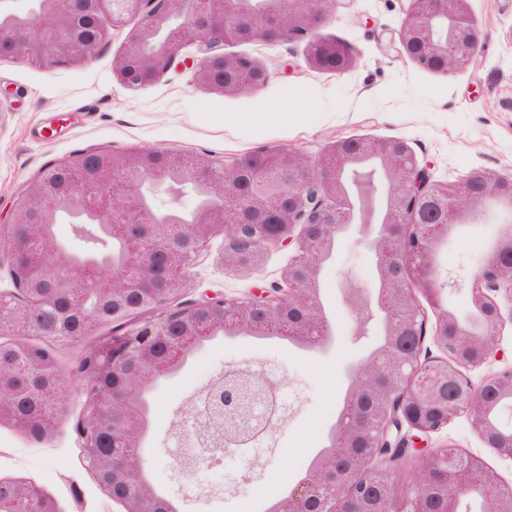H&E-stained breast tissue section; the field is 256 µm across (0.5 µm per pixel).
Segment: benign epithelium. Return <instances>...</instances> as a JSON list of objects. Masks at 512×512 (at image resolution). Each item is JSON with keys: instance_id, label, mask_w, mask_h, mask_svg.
<instances>
[{"instance_id": "1", "label": "benign epithelium", "mask_w": 512, "mask_h": 512, "mask_svg": "<svg viewBox=\"0 0 512 512\" xmlns=\"http://www.w3.org/2000/svg\"><path fill=\"white\" fill-rule=\"evenodd\" d=\"M15 25L0 14V60L74 65L95 58L111 30L132 16L114 66L128 89L151 84L180 62L185 47L202 84L219 92L264 86L268 73L254 59L228 56L232 43L309 41V63L322 67L335 41L310 40L325 24L336 0H275L254 9L244 0H38ZM399 28L402 52L419 67L446 74L468 68L478 55L482 27L467 0H403ZM220 72L231 75L224 81ZM149 149L123 153L89 150L51 167L24 189L0 217V269L12 288L0 290V413L29 439L41 442L63 412V382L50 350L31 339L73 342L87 325L136 326L114 334L93 351L89 398L76 419L83 462L123 512H173L171 499L157 494L141 460L129 459L148 432L141 410L144 394L163 376L178 371L192 353L219 332L263 334L309 348H323L334 335L320 297L319 277L336 239L354 220L349 177L362 158L382 168L385 211L376 233L366 223L360 242L374 255L376 297L345 277V299L359 324L383 313V344L353 367L349 387L327 448L306 476L271 512H424L433 482L457 500L476 497L484 512H512V484L494 474L475 454L451 444L421 446L464 415L485 447L512 462V426L499 414L512 407V366L474 383L464 370L497 360L500 336L512 324V225L500 226L484 263L464 280L434 262L453 226L487 217L483 202L497 197L512 210V181L474 173L448 186L419 165L400 139L338 140L315 157L264 147L244 156L213 161ZM251 177L258 190L245 189ZM205 190L213 199L204 219L181 224L174 211L182 196L173 185ZM91 218L105 243L123 249L90 247L81 254L60 247L53 228L58 211ZM224 234V264L253 266L263 248L278 244L294 255L282 272L284 288H261L248 296L209 297L171 305L189 286V271L212 235ZM469 287L471 310L482 318L471 331L443 305L445 290ZM421 294L426 304L416 299ZM157 310L156 316H145ZM434 321H429L428 311ZM431 339L443 356H431ZM26 366L41 379L39 398L52 407L36 425L14 408L17 370ZM112 377V386L97 379ZM178 412L167 441L176 472L192 477L208 457L242 448L270 434L284 418L278 384L261 368L235 366L212 379ZM417 460V480L402 492L392 484L400 462ZM23 499L30 512H58L56 501L35 483L0 478V512Z\"/></svg>"}]
</instances>
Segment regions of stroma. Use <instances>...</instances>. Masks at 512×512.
<instances>
[{
	"instance_id": "35a3bbf8",
	"label": "stroma",
	"mask_w": 512,
	"mask_h": 512,
	"mask_svg": "<svg viewBox=\"0 0 512 512\" xmlns=\"http://www.w3.org/2000/svg\"><path fill=\"white\" fill-rule=\"evenodd\" d=\"M468 7L482 24L483 39L474 63L451 77L402 55L400 0H337L315 36L352 46L353 63L341 73L311 66L304 41L225 46L226 54L250 56L270 75L263 88L248 93L209 91L195 69L181 64L144 88H125L113 74L128 34L124 26L114 29L97 58L85 65L0 61V211L8 212L46 168L95 148H154L220 161L263 146L315 156L340 139L400 138L439 182L452 185L473 172L512 178V0H468ZM497 230L483 219L455 226L437 263L454 275L473 271ZM359 237L357 227H350L321 272V299L335 326L325 348L220 336L149 392L150 427L141 456L151 484L177 501L180 512H244L249 500L279 499L281 480L293 484L304 477L301 462L325 443L348 389L350 367L365 362L383 341L378 324L360 340L351 336L353 315L343 299L342 276L352 274L370 287L378 282ZM291 258L288 249L270 245L249 270L237 271L224 264L223 235H213L178 301L280 287ZM109 333L105 327L54 348L66 387L65 414L47 439L38 443L0 424V477L34 482L55 498L60 512H120L86 470L73 430L90 388L79 366ZM244 363L263 366L279 382L288 417L278 425L272 446L227 452L215 467L196 472L194 483L215 486L216 494L200 502L184 500L167 445L174 413L227 367ZM448 443L481 456L512 483V463L483 448L466 417L432 435L428 445ZM257 461L263 465L258 478L241 483V474Z\"/></svg>"
}]
</instances>
